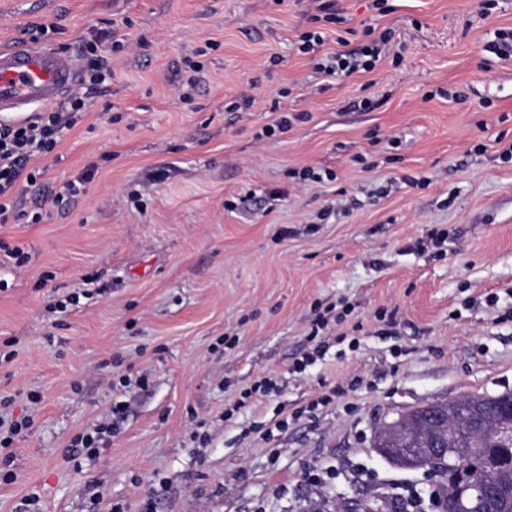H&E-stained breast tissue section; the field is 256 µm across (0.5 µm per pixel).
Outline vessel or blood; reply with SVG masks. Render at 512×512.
<instances>
[{
	"label": "vessel or blood",
	"instance_id": "b4317fda",
	"mask_svg": "<svg viewBox=\"0 0 512 512\" xmlns=\"http://www.w3.org/2000/svg\"><path fill=\"white\" fill-rule=\"evenodd\" d=\"M78 83V62L49 44L30 41L0 49V115L34 112L70 94Z\"/></svg>",
	"mask_w": 512,
	"mask_h": 512
}]
</instances>
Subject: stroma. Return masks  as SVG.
<instances>
[{"label":"stroma","instance_id":"1","mask_svg":"<svg viewBox=\"0 0 512 512\" xmlns=\"http://www.w3.org/2000/svg\"><path fill=\"white\" fill-rule=\"evenodd\" d=\"M482 3L336 0L349 48L371 27L394 53L334 81L298 49L313 0H0V48L45 24L113 52L17 190L33 213L89 170L86 193L0 227L28 256L0 252V414L31 420L0 512H437L440 477L372 441L414 407L512 392V62L483 50L512 0ZM306 166L335 178H291ZM331 306L336 343L294 372ZM265 377L277 392L254 394ZM118 401L108 446L69 459Z\"/></svg>","mask_w":512,"mask_h":512}]
</instances>
